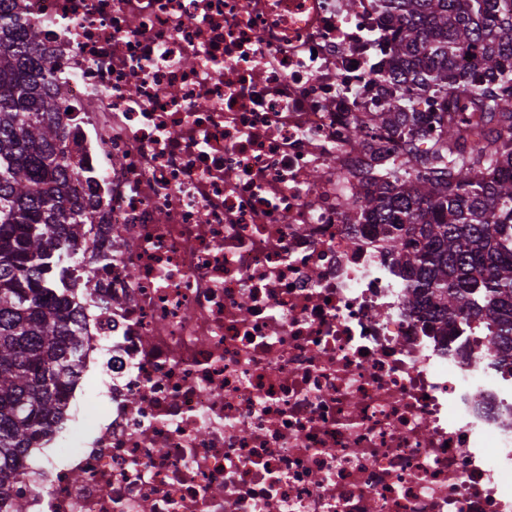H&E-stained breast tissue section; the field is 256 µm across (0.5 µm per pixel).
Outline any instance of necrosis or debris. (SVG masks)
<instances>
[{
    "mask_svg": "<svg viewBox=\"0 0 512 512\" xmlns=\"http://www.w3.org/2000/svg\"><path fill=\"white\" fill-rule=\"evenodd\" d=\"M61 61L81 385L29 512H512V366L347 202L379 0H21Z\"/></svg>",
    "mask_w": 512,
    "mask_h": 512,
    "instance_id": "obj_1",
    "label": "necrosis or debris"
}]
</instances>
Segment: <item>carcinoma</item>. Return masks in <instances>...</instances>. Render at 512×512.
Instances as JSON below:
<instances>
[{
    "mask_svg": "<svg viewBox=\"0 0 512 512\" xmlns=\"http://www.w3.org/2000/svg\"><path fill=\"white\" fill-rule=\"evenodd\" d=\"M399 100L355 122L369 156L352 205L380 224L434 317L486 331L512 359V0H381ZM58 68L0 0V501L22 454L63 423L81 362L76 293L88 205L76 195ZM473 94L459 111V93ZM436 128L423 150L415 142ZM401 151L393 156L387 142Z\"/></svg>",
    "mask_w": 512,
    "mask_h": 512,
    "instance_id": "carcinoma-1",
    "label": "carcinoma"
}]
</instances>
